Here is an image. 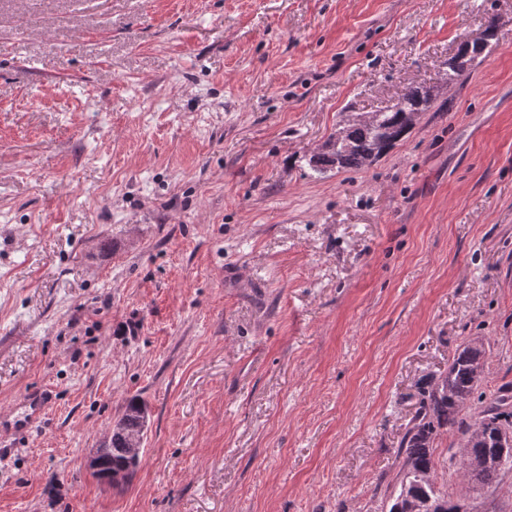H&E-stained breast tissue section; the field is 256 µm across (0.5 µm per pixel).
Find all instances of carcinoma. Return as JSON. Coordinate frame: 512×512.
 Listing matches in <instances>:
<instances>
[{"label":"carcinoma","mask_w":512,"mask_h":512,"mask_svg":"<svg viewBox=\"0 0 512 512\" xmlns=\"http://www.w3.org/2000/svg\"><path fill=\"white\" fill-rule=\"evenodd\" d=\"M499 43L493 31L481 43L460 41L448 60V83L465 77L477 59L489 56ZM434 100L433 87L416 85L390 106L370 114L367 122H350L330 134L318 152L309 158L314 170H359L384 154L410 132L413 118L426 112ZM487 353L484 339L477 336L463 343L448 363V372L420 392L418 407L406 425L398 449L399 489L393 496L390 512L415 509L417 512H456L453 499L436 491L437 463L433 442L442 428L461 436L458 471L461 477L491 488L512 468V460L501 467L493 463L473 467L475 461L494 457L503 445L501 437L512 430V388H500L495 398L475 415H468L472 399L485 378ZM148 417L137 397L127 400L121 418L112 427V464L125 461L126 436Z\"/></svg>","instance_id":"1"}]
</instances>
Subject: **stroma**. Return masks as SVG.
Wrapping results in <instances>:
<instances>
[{"label": "stroma", "instance_id": "1", "mask_svg": "<svg viewBox=\"0 0 512 512\" xmlns=\"http://www.w3.org/2000/svg\"><path fill=\"white\" fill-rule=\"evenodd\" d=\"M499 46L449 83L462 37ZM435 100L358 171L346 115ZM512 387V0H0V512H389L422 387ZM149 411L118 488L89 459ZM460 496L458 434L433 445ZM54 394L50 388H37L28 393L24 399V407L26 408V416L23 419L11 422L9 419H5L4 415L1 414L0 430H4L9 426L11 428L16 425L25 427L35 423L41 416L46 405L51 401ZM19 422V424H17ZM146 417L148 418L146 407L139 398L131 397L127 400L125 410L121 418L113 427L112 425L110 426L108 432L103 437L101 444L98 446V448H95V451L90 457L89 466L93 472H97L100 469L102 462L111 452L112 465L118 466L123 464L126 457L132 463H137V461L140 459V449L142 447L147 424H145L142 430L136 432L133 431L142 425V422ZM111 431L112 437L110 448H108L109 440L107 438ZM125 439L126 446L128 448L125 447ZM122 448L125 449V454ZM139 464L140 461L135 466L138 467Z\"/></svg>", "mask_w": 512, "mask_h": 512}]
</instances>
